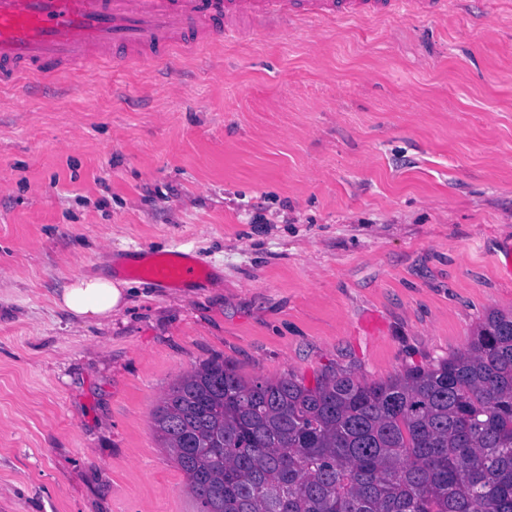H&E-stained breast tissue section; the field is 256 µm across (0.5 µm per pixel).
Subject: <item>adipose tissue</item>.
Segmentation results:
<instances>
[{"label": "adipose tissue", "instance_id": "adipose-tissue-1", "mask_svg": "<svg viewBox=\"0 0 512 512\" xmlns=\"http://www.w3.org/2000/svg\"><path fill=\"white\" fill-rule=\"evenodd\" d=\"M132 291L130 281L106 275L78 277L56 296L55 305L70 317L99 323L123 312Z\"/></svg>", "mask_w": 512, "mask_h": 512}]
</instances>
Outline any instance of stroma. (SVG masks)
<instances>
[{"instance_id": "1", "label": "stroma", "mask_w": 512, "mask_h": 512, "mask_svg": "<svg viewBox=\"0 0 512 512\" xmlns=\"http://www.w3.org/2000/svg\"><path fill=\"white\" fill-rule=\"evenodd\" d=\"M512 13L464 0L0 87V512H199L170 385L379 381L512 312ZM189 254L167 288L120 264ZM108 270L97 325L53 297ZM132 284L106 275L78 277L62 288L54 303L74 319L103 323L127 308Z\"/></svg>"}]
</instances>
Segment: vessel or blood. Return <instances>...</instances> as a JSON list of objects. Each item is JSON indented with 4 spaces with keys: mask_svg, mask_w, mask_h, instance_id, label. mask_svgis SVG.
<instances>
[{
    "mask_svg": "<svg viewBox=\"0 0 512 512\" xmlns=\"http://www.w3.org/2000/svg\"><path fill=\"white\" fill-rule=\"evenodd\" d=\"M452 0H0V86L20 77L53 76L73 64H97L114 52L130 62L170 60L216 31L300 21H372L406 11L446 14ZM155 282L202 278L187 255L149 263Z\"/></svg>",
    "mask_w": 512,
    "mask_h": 512,
    "instance_id": "obj_1",
    "label": "vessel or blood"
}]
</instances>
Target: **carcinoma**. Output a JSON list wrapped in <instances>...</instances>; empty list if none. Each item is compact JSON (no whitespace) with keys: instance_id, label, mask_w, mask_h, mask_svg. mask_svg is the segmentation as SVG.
<instances>
[{"instance_id":"cac0c4a2","label":"carcinoma","mask_w":512,"mask_h":512,"mask_svg":"<svg viewBox=\"0 0 512 512\" xmlns=\"http://www.w3.org/2000/svg\"><path fill=\"white\" fill-rule=\"evenodd\" d=\"M153 422L201 512H512V314L381 381L248 382L212 358Z\"/></svg>"}]
</instances>
